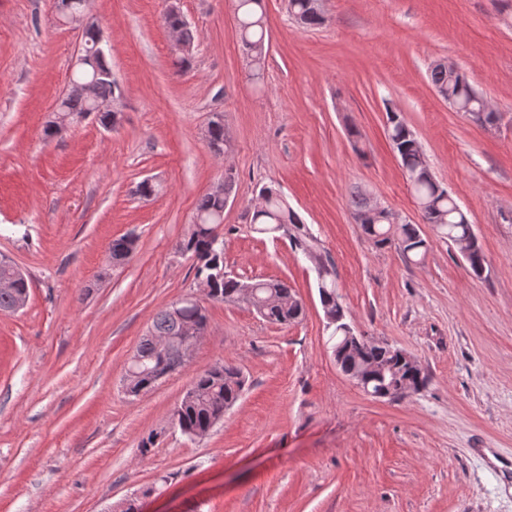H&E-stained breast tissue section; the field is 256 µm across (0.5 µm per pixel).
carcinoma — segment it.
Instances as JSON below:
<instances>
[{"mask_svg":"<svg viewBox=\"0 0 512 512\" xmlns=\"http://www.w3.org/2000/svg\"><path fill=\"white\" fill-rule=\"evenodd\" d=\"M288 12L302 27L322 24L325 17L314 12L310 0H288ZM235 13L241 30L242 43L254 53V74H259L265 63L264 21L261 0H235ZM429 78L439 95L455 101L460 109L474 121L491 124L496 113L488 110L482 98L461 75L450 74L448 69L435 65ZM96 80L95 93L105 101L123 95L119 84L94 71L76 70L72 81ZM60 113L82 120L90 114V103L75 93H65L57 103ZM387 135L393 150L399 155L405 179L416 202L421 208L420 219L433 226L436 234L452 245L467 243L470 250L467 262L471 272L481 276L485 270L482 247L467 215L460 209L448 190L437 183L429 169L421 166V145L407 123L397 112L390 111ZM227 138L222 116L215 115L209 122L210 150L225 151ZM259 194L264 196L260 209L253 211L251 223L259 234H277L288 239L293 252L309 258L320 253L319 239L309 225L279 194L274 185H264ZM224 199L209 192L197 202L196 215L203 223L194 225L190 235L178 241L176 248L196 260L195 278L207 282L213 300L224 303L246 304L265 319L280 324L298 321L304 313L295 290L283 280L243 281L224 270V240L220 239V226ZM362 230L378 248L393 247L407 258L422 257L427 252V240L420 235L417 225L401 219L395 213L375 224H364ZM135 240L121 237L112 242L111 257L127 259L133 252ZM13 279V287L0 289V312L11 313L16 300L28 294V281L24 274L10 266L0 265V279ZM317 288L321 305L330 328L328 343L339 368L356 376L367 365L381 371L365 379L369 390H397L404 385L407 394L423 390L428 378L422 370H415L400 358V350L369 341L360 344L348 342L345 326L347 310L337 292L336 268L327 262L324 272L316 271ZM208 314L204 306L189 304L178 313L165 308L153 319L148 333L143 337L130 363L129 388L135 394L152 389L158 380L183 366L180 345L174 339L182 336L186 325L207 328ZM246 381L240 370L220 362L197 375L191 384L193 394L182 398L174 408L172 421L189 437L208 434L224 419V414L240 399Z\"/></svg>","mask_w":512,"mask_h":512,"instance_id":"1","label":"carcinoma"}]
</instances>
